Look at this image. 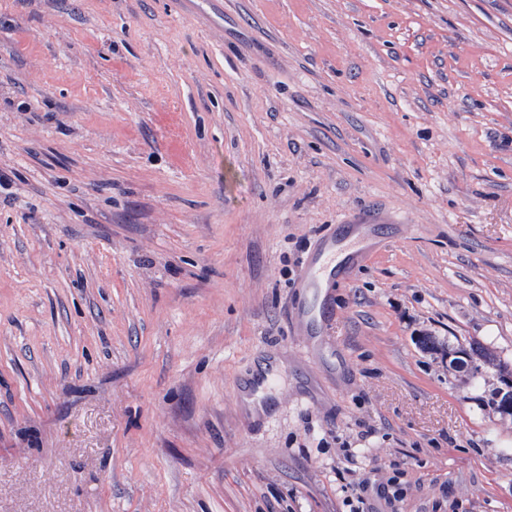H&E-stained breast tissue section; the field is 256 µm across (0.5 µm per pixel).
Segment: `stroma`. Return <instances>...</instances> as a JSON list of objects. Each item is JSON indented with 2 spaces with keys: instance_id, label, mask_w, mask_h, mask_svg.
I'll return each instance as SVG.
<instances>
[{
  "instance_id": "1",
  "label": "stroma",
  "mask_w": 512,
  "mask_h": 512,
  "mask_svg": "<svg viewBox=\"0 0 512 512\" xmlns=\"http://www.w3.org/2000/svg\"><path fill=\"white\" fill-rule=\"evenodd\" d=\"M0 172V512H512V0H0ZM343 231H331L318 240L311 255L307 258L296 288L306 295H314L318 301V314L321 320L316 325L317 315L307 304L300 307L294 316L295 336H309L320 343L322 336H328L329 321L322 319V312L328 303L327 288L339 281L348 280L352 269L360 264L370 247L369 230L371 224H338ZM277 370V363L274 359L269 358L266 360L263 358L253 370L246 386L240 390L241 397L253 398L259 393L264 392L270 385Z\"/></svg>"
}]
</instances>
